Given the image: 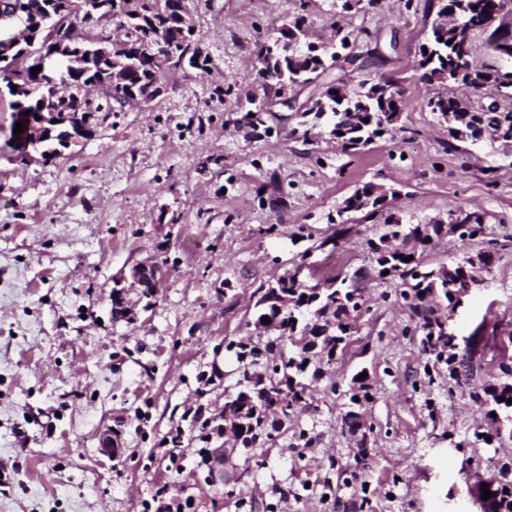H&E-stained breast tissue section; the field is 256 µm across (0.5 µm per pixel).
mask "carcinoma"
Here are the masks:
<instances>
[{"mask_svg": "<svg viewBox=\"0 0 512 512\" xmlns=\"http://www.w3.org/2000/svg\"><path fill=\"white\" fill-rule=\"evenodd\" d=\"M124 9L115 13L120 23L129 31V48L124 57L98 53L83 62L80 68L60 66L52 77L59 83H67L75 90L71 98L88 84L99 86L106 101L120 105L135 93L160 81L165 64L157 62L151 55L145 37L152 31L168 41L174 52L169 64L177 67L181 59L188 66L206 68L208 57L202 55L195 42V26L184 25L183 16L189 14L187 0H121ZM35 4L36 29L31 38L41 49L50 50L51 34L60 39L67 37V30L76 24V16L69 13V0H27ZM435 12L431 35L420 52L417 68L423 71L428 82L450 83L467 86L471 83L488 84L501 78L499 74L476 66L461 68L454 63L456 56L457 29H492L490 38L512 41V31L496 25L505 12L512 13V0H427V12ZM304 18L281 25L275 31L273 41L288 45V50L271 58H258L257 75L262 79L265 98L241 116L239 122L253 130L264 124L265 113L271 111L281 98L285 88L300 87L316 82L329 70L338 66L339 55L334 40L320 44L298 41L302 34ZM27 48L20 46L7 55L0 54V78L6 83L16 82L30 89L10 104L11 125L31 122L38 112H47L55 96L46 76L32 69L39 66L38 58L32 55L28 64L14 67L17 57ZM389 78L381 76L377 81H362L357 88H345V76L321 84L318 97L302 112L321 118L329 116L330 134L342 140L355 151L374 143L385 135L393 136L397 130L399 115L390 100L384 99V86ZM432 111L439 113L448 124L451 136L457 141L480 139L485 134H497L512 140V111L475 112L468 99L443 98L429 100ZM383 196L372 198L370 208L360 200V191H355L344 200L346 207L366 212L370 217L381 205ZM475 213L461 211L458 214L463 230L459 237L471 239L483 233V225L470 223ZM444 231L442 224L386 225L379 241H370V249L376 255L378 277L388 274L401 280L400 296L411 301L410 310L415 330L421 332L424 350L435 353L436 362L448 366V378L456 384H470L474 379L471 343L460 348L457 337L450 336L444 328L446 312L436 301H445L451 307L459 302L460 292L466 281L480 280L483 272L493 263V253L481 251L466 257L454 267H440L425 271L415 251L406 249L410 239L426 245ZM412 257L406 262L404 258ZM362 294L347 279L331 278L324 284L306 286L294 275H284L268 285L259 299L261 306L257 318L270 313L278 321V336L261 345L252 340L233 342L229 348L236 350L242 364L245 389L250 394L266 390L278 396V401L289 408L304 400L307 384L305 380L316 378L321 370V361L335 359L337 352L348 344L354 331V314L361 308ZM319 322L329 333L320 341V346L303 342L309 325ZM291 349L284 350L283 343ZM499 366L500 375L485 381L471 396L486 407L485 416L496 425L499 438L512 439V355L504 356ZM369 385L363 379L353 378L349 389V402L363 405L372 400ZM267 418L256 417L240 433V445L248 450L255 446L259 434L264 431ZM496 503V512H512V471L502 474V479L490 488Z\"/></svg>", "mask_w": 512, "mask_h": 512, "instance_id": "carcinoma-1", "label": "carcinoma"}]
</instances>
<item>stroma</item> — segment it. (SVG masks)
<instances>
[{
	"mask_svg": "<svg viewBox=\"0 0 512 512\" xmlns=\"http://www.w3.org/2000/svg\"><path fill=\"white\" fill-rule=\"evenodd\" d=\"M189 6L207 68L165 69L154 99L108 110L101 90L81 91L94 133L56 157L10 147L0 81V512H160V487L192 499L190 512H250L252 500L260 512H479L471 492L512 460V441L475 440L490 430L484 406L447 373L425 378L432 357L369 243L390 216H482V236L445 234L416 253L438 268L492 250L455 325L474 342L477 382L498 376L512 335V141H456L429 108L440 87L415 68L425 0ZM298 15L315 43L371 32L352 49L384 53L379 72L404 89L395 136L346 153L328 124L304 130L280 105L266 130L238 125L261 90V46ZM368 183L389 191L384 211L338 217ZM141 262L159 264L158 295L147 306L131 294L135 319H113L112 279ZM287 274L310 286L355 276L364 304L346 350L302 402L270 414L252 457L234 454L218 494L194 481L202 443L187 416L223 409L241 371L227 344L254 337L261 288ZM362 372L374 398L354 431L345 392ZM108 427L114 457L99 444Z\"/></svg>",
	"mask_w": 512,
	"mask_h": 512,
	"instance_id": "obj_1",
	"label": "stroma"
}]
</instances>
